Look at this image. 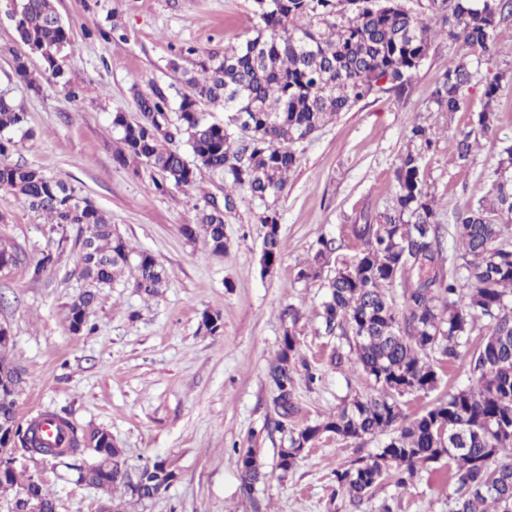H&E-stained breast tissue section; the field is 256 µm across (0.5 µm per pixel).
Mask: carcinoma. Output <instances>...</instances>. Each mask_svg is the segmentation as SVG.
Segmentation results:
<instances>
[{
    "label": "carcinoma",
    "mask_w": 512,
    "mask_h": 512,
    "mask_svg": "<svg viewBox=\"0 0 512 512\" xmlns=\"http://www.w3.org/2000/svg\"><path fill=\"white\" fill-rule=\"evenodd\" d=\"M3 13L46 64L37 76L19 56L17 76L37 94L45 83L68 90L60 61L72 46L71 34L53 0H5ZM439 13L443 28L437 30L414 17L402 0H253V36L202 59L176 108L157 90L138 95L139 117L112 114L115 160L132 159L160 172L162 180L154 182L160 193L195 185L206 169L268 202L258 223L261 271L269 275L282 255L276 202L297 164L294 144L382 89L381 81L404 90L439 33L490 54L498 29L512 18V0H441ZM474 77L471 61L450 62L433 92L437 109L452 113L464 107ZM506 78L512 80V74L499 73L485 86L484 106L475 116L482 133L495 128L497 95ZM205 105L223 109L224 120H213ZM26 123V113L0 95V156L13 146L10 134ZM177 139L185 140L189 154L170 147ZM407 139L409 148L394 170L391 209L353 228L358 253L336 258L335 240L322 238L297 272L299 281L322 280L324 333L346 341L375 393L343 403L316 425L288 428L299 412L296 376L303 374L311 384L318 376L300 354L295 331L286 330L268 366L276 427L288 432L277 468L288 473L325 432L342 440L389 432L375 456L336 469V482L351 502H361L389 478L405 489L421 466L442 462L456 483L451 512H512V243L503 239L505 226L512 224V145L502 149L487 192L455 216L457 265L449 273L435 196L422 168L433 139L415 121ZM0 191L42 212L50 223L76 225L83 233L77 264L87 288L68 307L71 331L90 328L100 293L129 267L135 269L136 292L155 296L165 286L166 271L155 256L131 249L112 232L107 213L66 182L35 167L0 163ZM185 235L203 237L213 254L224 255V211L204 200ZM331 263L334 268L323 274ZM397 282L403 284L399 307L389 294ZM482 319L484 332L473 346L471 336ZM10 344L0 338V429L12 430L16 447L46 448L39 432L42 415L25 422L17 417L24 373L7 357ZM464 359L471 385L412 417L404 412L401 398L437 387L438 364ZM51 417L66 430L67 468L85 486L110 495L122 484L142 500L170 485L164 461L144 467L133 481L120 471L122 451L104 431H88L67 415ZM240 475L246 490L265 477L252 448L240 456ZM7 490L12 494L3 500L6 512H55L53 498L32 475L22 479L14 468L0 471V494Z\"/></svg>",
    "instance_id": "carcinoma-1"
}]
</instances>
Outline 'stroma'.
<instances>
[{"label": "stroma", "mask_w": 512, "mask_h": 512, "mask_svg": "<svg viewBox=\"0 0 512 512\" xmlns=\"http://www.w3.org/2000/svg\"><path fill=\"white\" fill-rule=\"evenodd\" d=\"M55 7L73 41L63 60L73 79L69 93L47 87L37 94L16 76V56L28 55L36 71L42 61L29 55L13 22L0 15V94L26 112L34 131L17 138L4 160L62 179L107 211L134 250L156 256L167 284L147 297L124 275L94 307L95 331L72 332L67 307L86 287L75 263L78 226L52 227L0 192V241L19 253L18 262L0 272V323L11 330L10 359L26 373L19 418L64 411L83 427L107 430L133 476L146 464L166 461L175 477L154 499L114 491L122 512H382L386 505L392 512H450L456 485L439 463L423 466L404 491L385 481L357 505L341 493L336 468L378 453L382 435L344 441L323 433L295 468L281 473L278 451L288 437L275 427L267 370L286 327L280 313L290 305L299 315V349L322 374L313 386L298 380L295 428L323 421L343 399L373 394L372 379L357 364L331 365L337 340L323 331L324 290L319 282L297 281L296 273L320 237L335 239L338 256L356 253L352 227L391 206L397 157L414 120L436 134L422 167L445 249L453 251L456 213L472 202L502 147L512 143V81L502 82L495 128L477 133L468 165L459 164L450 141L474 131L486 80L512 71V28L503 31L492 57L474 59L476 75L458 112L438 111L432 93L449 60L468 48L437 37L403 93L377 92L296 144L299 162L276 204L284 255L264 277L257 221L264 201L240 188L225 206L223 174L206 170L196 186L156 193L157 171L115 161L111 125L116 112L138 117L137 94L157 89L178 101L186 90L183 72L195 71L201 56L251 37V0H55ZM190 45L195 55L184 54ZM207 197L225 207L229 247L221 256L182 232ZM46 252L57 262L34 276ZM207 311L221 313L222 332L202 327ZM241 448L256 449L266 473L248 493L239 478ZM26 467L50 491L56 512H100L104 496L76 485L63 468L50 461Z\"/></svg>", "instance_id": "obj_1"}]
</instances>
